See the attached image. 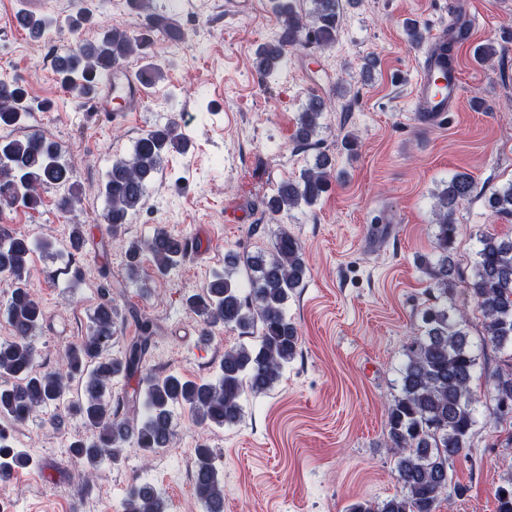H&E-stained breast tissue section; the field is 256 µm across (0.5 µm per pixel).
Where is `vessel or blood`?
Masks as SVG:
<instances>
[{"instance_id":"obj_1","label":"vessel or blood","mask_w":512,"mask_h":512,"mask_svg":"<svg viewBox=\"0 0 512 512\" xmlns=\"http://www.w3.org/2000/svg\"><path fill=\"white\" fill-rule=\"evenodd\" d=\"M471 32L470 19L462 17L453 28L442 27L431 34L419 60L412 91V110L418 124L434 126L456 110L462 95L461 79L458 71L448 70L441 46L452 33L459 43H467ZM144 96V87L137 78L117 73L98 88L91 104L98 112H134Z\"/></svg>"}]
</instances>
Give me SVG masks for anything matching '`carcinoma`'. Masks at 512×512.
<instances>
[{
  "instance_id": "carcinoma-1",
  "label": "carcinoma",
  "mask_w": 512,
  "mask_h": 512,
  "mask_svg": "<svg viewBox=\"0 0 512 512\" xmlns=\"http://www.w3.org/2000/svg\"><path fill=\"white\" fill-rule=\"evenodd\" d=\"M307 11L296 0H275L279 20L277 36L258 47L254 62L259 82L266 83L288 55L311 45L326 49L336 41L340 23L339 0H310ZM22 28L36 40L50 30H59L48 15L21 17ZM179 43L184 33L168 13L147 16L143 30L131 34L111 24L94 40L60 49L54 70L60 86L80 97L91 96L112 72L126 66L133 55L145 60L138 78L152 87L163 78L162 68L152 61L154 39ZM323 99L313 96L298 117L296 137L307 142L322 124ZM26 87L17 79H0V128L16 127L30 115ZM188 140L173 122L154 127L140 136L130 158L112 163L104 184V220L112 241L124 250V278L146 281L144 259H149L157 278L167 276L189 253L188 241L159 228L150 237L127 240L125 224L142 206L148 183L170 152H184ZM332 158L316 156L299 180L281 181L266 202L271 215L288 213L301 205L314 206L332 188ZM69 185L68 193L56 201L65 216L80 201L73 170L53 139L31 132L22 138L0 137V208L21 206L36 210L42 204L41 191L50 185ZM474 191L465 173L453 175L437 194L434 223V253L418 258L421 272L431 284L429 304L421 312V331L413 337L399 368L398 389L386 411V443L397 456L395 471L400 490L380 503L361 500L347 512H437L443 496L452 488L453 463L472 447L478 423L480 400L471 383L478 368L491 382L490 398L495 421H505L503 407L512 415V363L480 366L487 351L512 349V237L487 232L480 236L467 291L481 312L483 333L470 340L469 325L453 302L457 282L462 280L452 257L458 232L456 211ZM487 207L498 219L512 221V183L495 190ZM85 226L72 225L69 259L82 253ZM46 241L33 240L0 227V276L13 280L5 303L13 338L0 343V419L13 424L25 422L36 411L63 402L67 384L81 380L82 397L74 414L91 431V438L70 443V454L83 471L85 484L94 481L95 471L107 460H116L132 444L144 458L169 447L174 436V411L189 409L197 422L223 427L241 418L245 391L263 393L280 378L298 351L297 330L288 318V301L302 287L307 267L299 241L281 231L272 250L247 259L248 285L232 277L239 258L224 257V271H216L186 305L210 328L221 325L251 338L224 351L215 376L191 380L178 374L148 373L144 357L156 332L149 317L137 320L138 335L118 355L103 356L117 332L112 285L100 284L87 336L70 345L60 367L35 370V354L29 338L43 318L28 276V260ZM140 374V388L132 401L107 398L114 380ZM193 482L205 512H224V485L216 455L205 446L195 449ZM29 465L24 453L0 445V479ZM497 512H512V480L495 490ZM124 512H166L167 503L150 482H133L126 490Z\"/></svg>"
}]
</instances>
